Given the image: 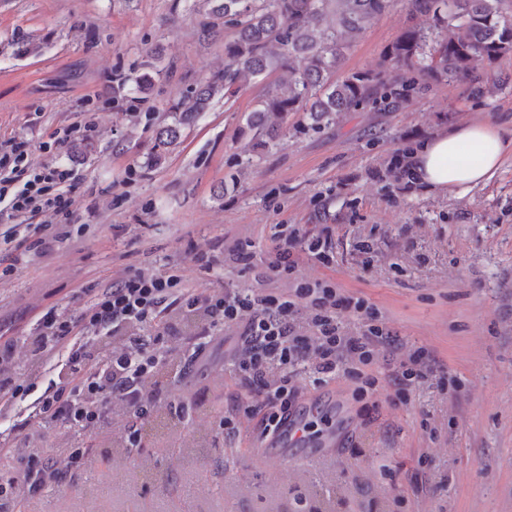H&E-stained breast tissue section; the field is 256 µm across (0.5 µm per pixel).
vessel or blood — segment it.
Here are the masks:
<instances>
[{"label": "vessel or blood", "instance_id": "obj_1", "mask_svg": "<svg viewBox=\"0 0 512 512\" xmlns=\"http://www.w3.org/2000/svg\"><path fill=\"white\" fill-rule=\"evenodd\" d=\"M323 416V408L315 397H307L304 402L284 415L276 435L265 442L253 444L251 454L257 459L276 456L279 459L301 460L303 455L319 453L335 447L337 436L347 429V421L326 418L323 430H309V423ZM324 417V416H323Z\"/></svg>", "mask_w": 512, "mask_h": 512}]
</instances>
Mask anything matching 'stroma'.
<instances>
[{
  "instance_id": "obj_1",
  "label": "stroma",
  "mask_w": 512,
  "mask_h": 512,
  "mask_svg": "<svg viewBox=\"0 0 512 512\" xmlns=\"http://www.w3.org/2000/svg\"><path fill=\"white\" fill-rule=\"evenodd\" d=\"M201 0H0V141L24 143L29 162L71 165L73 221L43 213L56 242L49 253L20 257L0 288V332L23 338L34 314L54 303L74 307L92 290L141 268L182 270L196 288H289L321 278L350 300H364L378 322L407 347H425L456 389L421 384L409 405L383 388L365 397L347 377L303 373L308 391H336L350 429L328 455L283 465L248 452L249 435L227 437L225 400L211 395L230 367L215 346L204 371L180 381L202 393L213 426L206 444L186 449L181 465L158 446L169 422L148 430L121 468L112 449L95 448V470L59 490L47 488L22 512H312L318 494L337 489L335 512H512V155L487 184L436 191L388 176L393 159L411 156L429 138L489 122L512 138V84L482 99L464 86H431L395 112L366 108L334 125L283 121L269 147L244 156L253 133L246 118L266 86L246 78L231 102L214 101L182 143L158 165L146 160L159 110L224 69V33L198 35ZM416 16L395 6L348 39L341 70L376 69ZM40 38L37 55H16L12 41ZM154 74L151 111L112 102L115 71ZM92 124V150L59 152L57 132ZM311 233L330 228L333 261L301 254L292 272L260 278L277 225ZM371 240L370 255L357 244ZM250 242L244 265L230 250ZM214 258L196 270V249Z\"/></svg>"
}]
</instances>
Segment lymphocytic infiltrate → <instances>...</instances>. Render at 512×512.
Wrapping results in <instances>:
<instances>
[{"label":"lymphocytic infiltrate","mask_w":512,"mask_h":512,"mask_svg":"<svg viewBox=\"0 0 512 512\" xmlns=\"http://www.w3.org/2000/svg\"><path fill=\"white\" fill-rule=\"evenodd\" d=\"M72 167L34 168L13 141L0 142V215L13 217L0 242L14 249L50 247L42 225L25 218L52 212L70 220L71 200L60 185L74 180ZM270 271H291L297 251L330 264L329 231L313 235L289 224L275 238ZM343 301L324 280H305L288 291L257 288L243 294L229 288H189L178 270L134 271L96 289L74 310L51 305L36 314L24 341L0 335V417L14 425L0 437V460L20 457L23 470L0 474V512H15L47 487L74 483L87 467L96 441L115 448H139L146 427L179 398L170 374L187 376L206 363L222 326L239 330L230 357L234 388L224 426L254 424L259 438L273 435L285 413L306 394L290 371L309 364L328 378L354 379L360 395L376 391L373 373L380 351L396 356L390 379L401 403L437 370L426 349H403L391 333L371 324L360 335L347 334L339 312ZM190 318L184 331L182 318ZM61 422L57 444L62 456L39 443L37 427Z\"/></svg>","instance_id":"f902f5d3"}]
</instances>
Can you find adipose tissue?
<instances>
[{
	"instance_id": "ef3b65f1",
	"label": "adipose tissue",
	"mask_w": 512,
	"mask_h": 512,
	"mask_svg": "<svg viewBox=\"0 0 512 512\" xmlns=\"http://www.w3.org/2000/svg\"><path fill=\"white\" fill-rule=\"evenodd\" d=\"M510 154L512 139L490 124L472 123L422 144L411 172L428 188L466 191L493 178Z\"/></svg>"
}]
</instances>
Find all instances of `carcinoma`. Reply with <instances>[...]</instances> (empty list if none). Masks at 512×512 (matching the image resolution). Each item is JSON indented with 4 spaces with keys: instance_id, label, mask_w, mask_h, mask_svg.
I'll use <instances>...</instances> for the list:
<instances>
[{
    "instance_id": "cac0c4a2",
    "label": "carcinoma",
    "mask_w": 512,
    "mask_h": 512,
    "mask_svg": "<svg viewBox=\"0 0 512 512\" xmlns=\"http://www.w3.org/2000/svg\"><path fill=\"white\" fill-rule=\"evenodd\" d=\"M209 9L199 33H214L215 21L232 29L224 41V71L205 78L164 110L148 163L156 165L181 144L182 132L197 121L212 101L235 96L244 76L277 73L256 109L246 119L256 143L267 146L280 133L290 112H303L310 126L336 123L343 112L372 106L394 110L431 83L468 85L481 98L504 86L491 82L484 70L512 54V0H204ZM425 17L427 25L406 28L388 47L385 70L336 76L344 40L370 28L397 4ZM130 77L112 76V102L139 112L153 88L148 73L133 79L138 96H130Z\"/></svg>"
}]
</instances>
